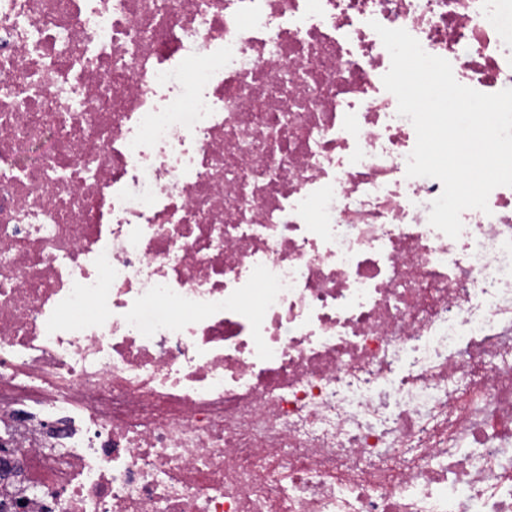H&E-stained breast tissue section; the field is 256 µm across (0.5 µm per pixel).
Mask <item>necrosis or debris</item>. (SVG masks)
Here are the masks:
<instances>
[{"label": "necrosis or debris", "instance_id": "necrosis-or-debris-1", "mask_svg": "<svg viewBox=\"0 0 512 512\" xmlns=\"http://www.w3.org/2000/svg\"><path fill=\"white\" fill-rule=\"evenodd\" d=\"M376 22L512 88V0H0V512H512V187L429 224Z\"/></svg>", "mask_w": 512, "mask_h": 512}]
</instances>
